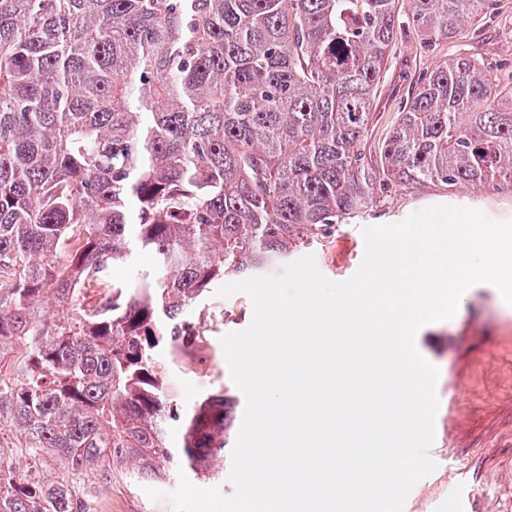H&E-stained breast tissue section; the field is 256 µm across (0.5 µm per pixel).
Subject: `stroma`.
Masks as SVG:
<instances>
[{
    "instance_id": "1",
    "label": "stroma",
    "mask_w": 512,
    "mask_h": 512,
    "mask_svg": "<svg viewBox=\"0 0 512 512\" xmlns=\"http://www.w3.org/2000/svg\"><path fill=\"white\" fill-rule=\"evenodd\" d=\"M499 19L478 22L451 40L428 43L406 30L384 68L374 99L368 143L377 145L392 129L398 107L421 70H431L460 56L512 58V0H498ZM434 203L473 208L498 221L512 220V193L475 194L430 188L417 193L394 190L371 214L336 229L310 247L319 272L341 282L359 268L364 256L362 227L398 223ZM205 332L206 365L187 356L162 353L157 369L168 398L182 408L224 392L244 410L245 398L230 379L220 338L245 329L253 317L244 293H210ZM414 343L419 354L439 370L435 420L439 432L437 468L422 488H411L407 512H451L462 501L464 512H512V305L485 283L469 288L454 317L422 326ZM56 477L82 489L87 512H174L169 492L177 480L157 483L161 498L150 499L143 484L130 482L121 469L109 474L72 476L59 462L47 463Z\"/></svg>"
}]
</instances>
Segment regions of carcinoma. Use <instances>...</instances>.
<instances>
[{
  "label": "carcinoma",
  "mask_w": 512,
  "mask_h": 512,
  "mask_svg": "<svg viewBox=\"0 0 512 512\" xmlns=\"http://www.w3.org/2000/svg\"><path fill=\"white\" fill-rule=\"evenodd\" d=\"M395 0H0V512H86L43 474L206 476L235 403L155 369L224 275L276 271L393 189L512 191V91L460 57L365 134ZM495 0H411L428 42ZM26 345L12 361L14 346Z\"/></svg>",
  "instance_id": "carcinoma-1"
}]
</instances>
